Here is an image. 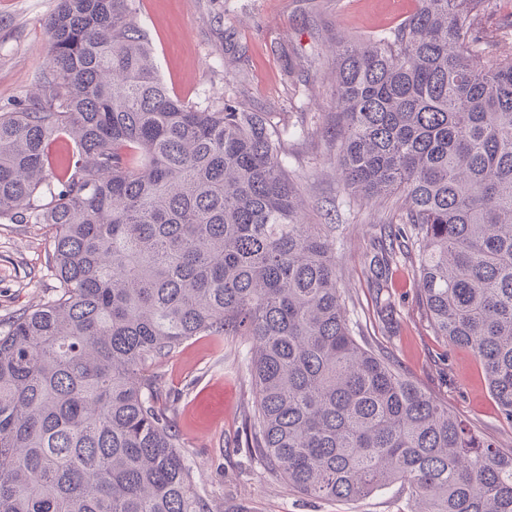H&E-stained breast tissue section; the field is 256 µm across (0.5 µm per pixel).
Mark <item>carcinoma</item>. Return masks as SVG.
Masks as SVG:
<instances>
[{"label":"carcinoma","mask_w":512,"mask_h":512,"mask_svg":"<svg viewBox=\"0 0 512 512\" xmlns=\"http://www.w3.org/2000/svg\"><path fill=\"white\" fill-rule=\"evenodd\" d=\"M416 2L338 42L342 182L410 225L369 262L379 312L417 249L432 328L512 426V42L487 49L489 0ZM46 35L38 91L0 114V219L49 226L63 292L0 335V512H213L149 371L195 336L250 345L248 448L296 492L400 482L413 512H512V449L353 336L266 115L171 95L137 0H60Z\"/></svg>","instance_id":"1"}]
</instances>
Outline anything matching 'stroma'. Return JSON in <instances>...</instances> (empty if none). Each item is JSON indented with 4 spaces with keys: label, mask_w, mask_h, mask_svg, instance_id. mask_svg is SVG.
<instances>
[{
    "label": "stroma",
    "mask_w": 512,
    "mask_h": 512,
    "mask_svg": "<svg viewBox=\"0 0 512 512\" xmlns=\"http://www.w3.org/2000/svg\"><path fill=\"white\" fill-rule=\"evenodd\" d=\"M59 0H0V113L35 92L45 67V22ZM416 0H140L158 70L172 95L211 104L233 98L266 113L282 134L283 163L308 202L312 224L334 228L339 286L353 334L478 434L512 448L471 352L433 332L416 287L415 255L400 256L385 290L392 319L377 312L367 266L391 204L343 187L337 167L331 73L336 39L363 43L394 31ZM42 224H0V334L16 317L56 299ZM238 338L194 337L157 365L160 404L180 435L200 495L215 512H410L400 484L346 502L311 499L271 476L250 455L246 422L255 390Z\"/></svg>",
    "instance_id": "1"
}]
</instances>
